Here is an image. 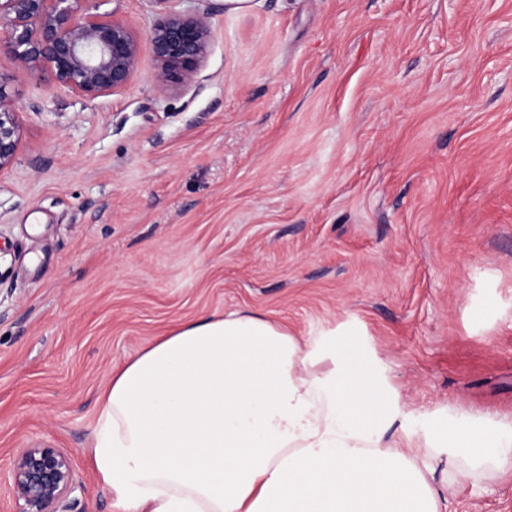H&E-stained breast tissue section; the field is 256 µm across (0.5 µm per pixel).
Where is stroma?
<instances>
[{"label": "stroma", "instance_id": "stroma-1", "mask_svg": "<svg viewBox=\"0 0 512 512\" xmlns=\"http://www.w3.org/2000/svg\"><path fill=\"white\" fill-rule=\"evenodd\" d=\"M105 0L141 38L123 91L35 82L0 170V512L19 449L71 459L70 512H118L89 462L101 389L158 336L253 311L353 322L422 431L512 414V0ZM207 19L197 83L145 34ZM453 512H512V481Z\"/></svg>", "mask_w": 512, "mask_h": 512}]
</instances>
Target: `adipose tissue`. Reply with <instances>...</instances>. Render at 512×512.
<instances>
[{"instance_id": "adipose-tissue-1", "label": "adipose tissue", "mask_w": 512, "mask_h": 512, "mask_svg": "<svg viewBox=\"0 0 512 512\" xmlns=\"http://www.w3.org/2000/svg\"><path fill=\"white\" fill-rule=\"evenodd\" d=\"M412 418L356 325L301 341L236 311L115 372L89 458L120 512H448L458 483L512 479V415Z\"/></svg>"}]
</instances>
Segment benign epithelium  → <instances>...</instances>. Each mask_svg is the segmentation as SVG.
Instances as JSON below:
<instances>
[{
	"instance_id": "obj_1",
	"label": "benign epithelium",
	"mask_w": 512,
	"mask_h": 512,
	"mask_svg": "<svg viewBox=\"0 0 512 512\" xmlns=\"http://www.w3.org/2000/svg\"><path fill=\"white\" fill-rule=\"evenodd\" d=\"M103 0H0V44L37 79L94 99L125 90L136 70L140 43L131 28L100 12ZM156 68L153 81L191 86L206 61L212 30L207 20L169 11L149 27ZM22 126L8 79L0 76V170L15 160ZM9 483L17 512H66L76 491L71 461L56 448L17 453Z\"/></svg>"
}]
</instances>
